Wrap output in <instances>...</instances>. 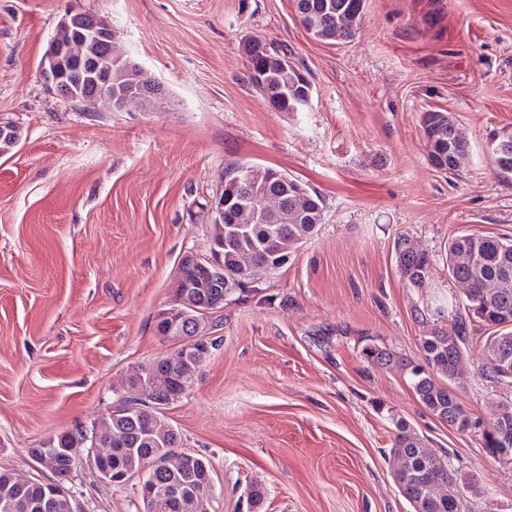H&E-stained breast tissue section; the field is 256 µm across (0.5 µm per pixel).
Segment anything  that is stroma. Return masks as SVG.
Instances as JSON below:
<instances>
[{
    "label": "stroma",
    "mask_w": 512,
    "mask_h": 512,
    "mask_svg": "<svg viewBox=\"0 0 512 512\" xmlns=\"http://www.w3.org/2000/svg\"><path fill=\"white\" fill-rule=\"evenodd\" d=\"M97 14L166 95L116 112L53 94L40 61L62 17ZM361 36L321 41L292 0H0V467L50 480L31 451L91 427L134 397L141 368L176 348L158 334L189 252L209 256L211 206L234 163L317 191L324 218L283 268L212 313L223 343L164 414L182 451L213 466L210 512H411L391 474L395 423L486 493L462 512H512V468L475 433L431 415L398 366L419 360L420 314L457 289L443 267L400 277L394 243L434 259L456 233L512 238V177L491 147L512 136V0H366ZM288 45L313 86L304 112H278L247 81L248 40ZM447 113L469 155L456 174L427 157L423 112ZM451 385L473 417L512 386L481 375L472 333ZM77 512H143L135 486L80 463Z\"/></svg>",
    "instance_id": "obj_1"
}]
</instances>
